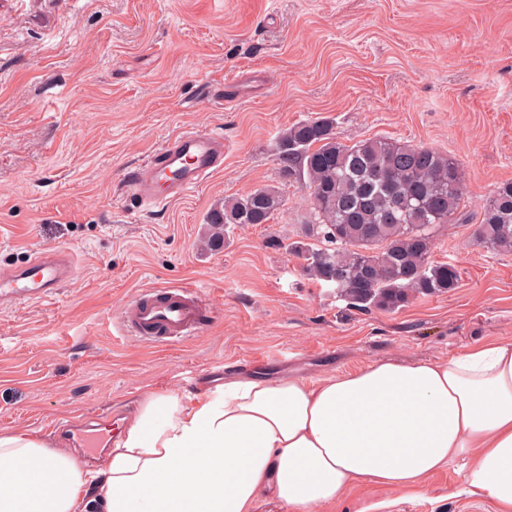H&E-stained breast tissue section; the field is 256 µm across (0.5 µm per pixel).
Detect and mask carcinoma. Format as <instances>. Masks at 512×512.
Here are the masks:
<instances>
[{"label":"carcinoma","instance_id":"carcinoma-1","mask_svg":"<svg viewBox=\"0 0 512 512\" xmlns=\"http://www.w3.org/2000/svg\"><path fill=\"white\" fill-rule=\"evenodd\" d=\"M275 150L282 172L310 189L309 219L295 245L307 275L335 279L340 296L358 309L393 311L415 296L457 288L458 268L431 260L435 228L451 223L462 201L453 158L395 140L346 144L328 117L286 128ZM282 207L273 186L226 199L208 216V241L218 246L239 225L267 224ZM473 235L487 248L512 252V182L486 203Z\"/></svg>","mask_w":512,"mask_h":512}]
</instances>
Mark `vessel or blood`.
Segmentation results:
<instances>
[{"mask_svg": "<svg viewBox=\"0 0 512 512\" xmlns=\"http://www.w3.org/2000/svg\"><path fill=\"white\" fill-rule=\"evenodd\" d=\"M224 163V135L217 131H183L166 140L130 173L127 188L151 206L166 205L197 188ZM71 258L34 252L19 266L0 267V302L17 303L54 295L73 274ZM205 304L186 285L142 292L125 306L121 322L131 334L150 343H172L198 334Z\"/></svg>", "mask_w": 512, "mask_h": 512, "instance_id": "1", "label": "vessel or blood"}]
</instances>
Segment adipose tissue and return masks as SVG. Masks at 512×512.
Wrapping results in <instances>:
<instances>
[{"label": "adipose tissue", "instance_id": "ef3b65f1", "mask_svg": "<svg viewBox=\"0 0 512 512\" xmlns=\"http://www.w3.org/2000/svg\"><path fill=\"white\" fill-rule=\"evenodd\" d=\"M459 457L462 494L512 512V340L443 362L378 361L309 383L256 375L145 395L103 470L0 432V512H319L370 484L423 490Z\"/></svg>", "mask_w": 512, "mask_h": 512}]
</instances>
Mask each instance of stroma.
<instances>
[{"label": "stroma", "instance_id": "1", "mask_svg": "<svg viewBox=\"0 0 512 512\" xmlns=\"http://www.w3.org/2000/svg\"><path fill=\"white\" fill-rule=\"evenodd\" d=\"M318 116L347 144H423L460 163L459 220L436 228L432 253L457 264L455 290L362 311L305 274L290 245L308 190L275 145ZM210 129L224 165L201 186L162 209L125 189L170 136ZM506 182L512 0H0V264L58 249L75 267L55 297L0 306V429L55 449L72 421L134 413L154 390L313 383L512 339V253L473 239ZM265 185L280 214L204 249L210 208ZM185 284L209 307L199 334L155 346L123 330L137 293ZM463 478L455 462L423 491L363 486L322 512H497L460 494Z\"/></svg>", "mask_w": 512, "mask_h": 512}]
</instances>
